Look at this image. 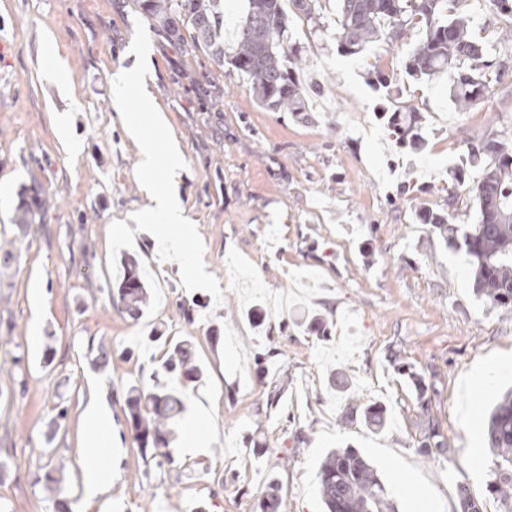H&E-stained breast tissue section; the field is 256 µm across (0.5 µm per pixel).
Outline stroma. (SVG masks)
<instances>
[{"mask_svg":"<svg viewBox=\"0 0 512 512\" xmlns=\"http://www.w3.org/2000/svg\"><path fill=\"white\" fill-rule=\"evenodd\" d=\"M141 17L136 0H0V458L13 462L0 512H260L271 485L276 512H324L319 466L346 446L377 468L397 512H458L460 482L498 512L485 430L512 388V315L476 297L464 253L415 209L443 204L449 169L466 161L463 140L512 138V77L459 112L444 80L404 73L418 29L345 56L293 16L311 105L299 117L260 108L231 65L190 50L185 21L173 32L147 25L146 80L185 162L175 188L222 298L187 290L179 264L160 260L142 232L119 251L137 259L151 293L133 320L110 303L108 229L147 203L138 147L112 101L114 78L136 64ZM377 67L398 80L392 101L370 87ZM383 103L419 109L423 153L395 147L377 117ZM61 112L78 150L57 135ZM28 187L50 208L22 234L15 215ZM183 302L196 306L193 323ZM315 316L330 336L308 332ZM157 329L164 342H147ZM171 339L191 341L203 377L186 395H205L211 416L197 429L203 449L186 452L178 424L173 464L149 466L122 393L153 384ZM102 343L112 359L96 368ZM394 351L421 375L428 408L391 365ZM333 375L383 406L385 431L342 422ZM92 401L112 410V485L88 502L78 460L95 437L84 419ZM431 421L448 447L427 458L419 446ZM49 476L60 495L46 490Z\"/></svg>","mask_w":512,"mask_h":512,"instance_id":"1","label":"stroma"}]
</instances>
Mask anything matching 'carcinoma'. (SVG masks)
I'll list each match as a JSON object with an SVG mask.
<instances>
[{
	"label": "carcinoma",
	"mask_w": 512,
	"mask_h": 512,
	"mask_svg": "<svg viewBox=\"0 0 512 512\" xmlns=\"http://www.w3.org/2000/svg\"><path fill=\"white\" fill-rule=\"evenodd\" d=\"M284 0H248L236 45L224 60V0H141L140 7L157 27L172 30L175 16L188 17L191 40L219 63L232 65L250 83L261 107L270 112L309 111L306 92L296 74L297 50L285 48L288 13ZM316 0H289L294 12L306 17L313 29L326 31ZM457 0H336L334 38L347 55H358L383 38L395 43L408 28L421 26L422 38L407 53L404 71L415 81L443 76L456 109L470 112L486 101L503 76L497 44L477 36L466 16L456 12ZM397 145L422 150L423 124L411 106L382 113ZM467 166L451 171L448 203L418 213L432 225L445 244L464 251L473 274L474 291L488 305L512 313V150L502 136L464 142ZM478 176L469 177V170ZM473 194L478 205L474 224H459L455 204L462 192ZM48 201L20 194L16 223L40 224ZM146 284L127 261L119 278L113 304L137 319L147 305ZM162 364L166 382L152 388L132 385L125 404L132 437L142 457L162 466L173 461L169 450L171 426L185 409L182 395L168 383L191 382L199 375L193 346L187 341L168 343ZM362 420L377 431L386 426L382 407L369 404ZM489 492L504 512H512V390L504 392L492 408L486 428ZM319 494L327 512H396L392 491L377 469L359 451L341 448L329 452L320 466ZM459 512H483V505L464 483L456 485Z\"/></svg>",
	"instance_id": "1"
}]
</instances>
